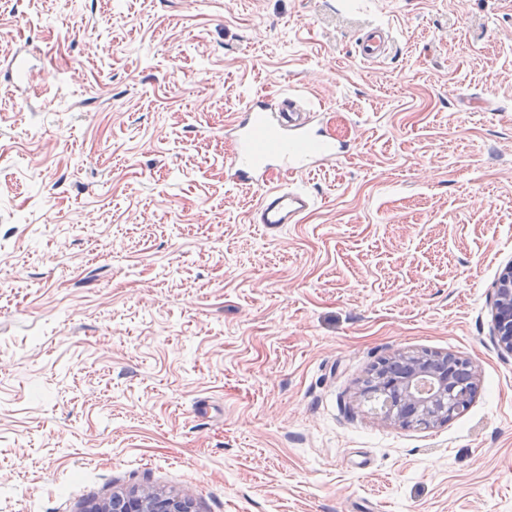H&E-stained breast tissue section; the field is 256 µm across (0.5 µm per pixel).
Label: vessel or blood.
I'll list each match as a JSON object with an SVG mask.
<instances>
[{
	"mask_svg": "<svg viewBox=\"0 0 512 512\" xmlns=\"http://www.w3.org/2000/svg\"><path fill=\"white\" fill-rule=\"evenodd\" d=\"M389 41L387 29L371 28L358 38L357 53L363 61H378ZM314 117V110L295 95L274 101L257 94L240 112L231 129L235 149L224 162V173L233 183L261 188L254 223L270 229L297 224L314 204L297 183H274L272 169L298 175L343 156L344 146L328 137Z\"/></svg>",
	"mask_w": 512,
	"mask_h": 512,
	"instance_id": "1",
	"label": "vessel or blood"
}]
</instances>
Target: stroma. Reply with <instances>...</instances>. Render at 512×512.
I'll return each instance as SVG.
<instances>
[{
  "mask_svg": "<svg viewBox=\"0 0 512 512\" xmlns=\"http://www.w3.org/2000/svg\"><path fill=\"white\" fill-rule=\"evenodd\" d=\"M256 92L350 145L279 231L224 177ZM511 264L512 0H0V512H512ZM421 351L467 410L361 404ZM389 41L390 34L387 29L371 28L357 40L358 56L365 62H376L386 55ZM493 341L502 351L512 355V265L499 276L492 297ZM193 503L179 496L166 495L150 489L140 493H113L112 500L103 501L90 512H194Z\"/></svg>",
  "mask_w": 512,
  "mask_h": 512,
  "instance_id": "stroma-1",
  "label": "stroma"
}]
</instances>
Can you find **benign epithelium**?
<instances>
[{
	"label": "benign epithelium",
	"instance_id": "7a95c632",
	"mask_svg": "<svg viewBox=\"0 0 512 512\" xmlns=\"http://www.w3.org/2000/svg\"><path fill=\"white\" fill-rule=\"evenodd\" d=\"M493 341L503 352L512 355V265L499 276L492 297ZM394 359L407 366L403 380L373 372L366 391H391L393 401L387 403L385 420L401 426H434L458 412L476 385L478 372L467 363V373L459 378L444 367L437 370L421 353H398ZM90 512H194L193 503L179 496L150 489L139 493L112 495V499L94 506Z\"/></svg>",
	"mask_w": 512,
	"mask_h": 512
}]
</instances>
